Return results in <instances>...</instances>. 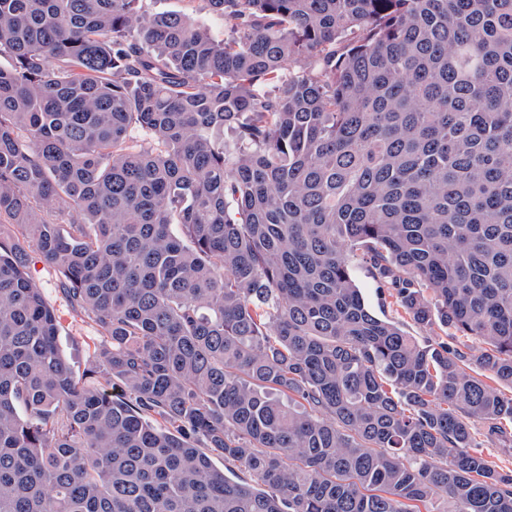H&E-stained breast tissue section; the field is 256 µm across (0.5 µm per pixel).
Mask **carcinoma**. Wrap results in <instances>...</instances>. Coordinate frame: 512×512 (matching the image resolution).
I'll use <instances>...</instances> for the list:
<instances>
[{
  "label": "carcinoma",
  "instance_id": "carcinoma-1",
  "mask_svg": "<svg viewBox=\"0 0 512 512\" xmlns=\"http://www.w3.org/2000/svg\"><path fill=\"white\" fill-rule=\"evenodd\" d=\"M146 2L0 0V223L106 338L0 242V512H512V398L351 272L512 385V0ZM147 7L152 12L177 10L190 13L200 23L210 27L216 38H224L223 23L214 18L206 9H202L204 5L198 0H147ZM26 251L27 277L54 309L59 326V347L75 375L80 376L90 365L94 352L105 338L86 314L70 304L63 289L61 274L43 260L30 242L26 243ZM352 276L358 288H360L366 304L375 315L396 322L420 343H426L427 341L447 343L449 348L464 356L463 363L466 365L468 372L473 375L483 373L476 367L475 359L484 345H481L471 336H461L450 327L435 325L430 329L414 323L396 301V298L389 295V290L382 288L371 277L360 257L353 259ZM485 429L483 424L475 423L473 426V437L481 448H478L485 458L491 462L495 468L505 471H512V454L507 448L497 441H490L485 438Z\"/></svg>",
  "mask_w": 512,
  "mask_h": 512
}]
</instances>
